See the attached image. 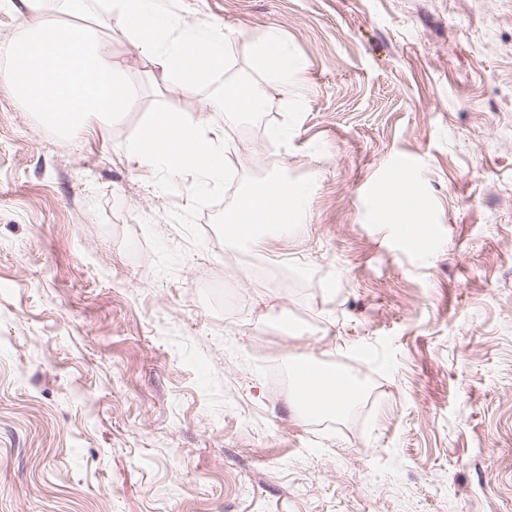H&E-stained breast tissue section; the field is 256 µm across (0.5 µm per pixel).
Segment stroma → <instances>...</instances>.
Here are the masks:
<instances>
[{
    "label": "stroma",
    "mask_w": 512,
    "mask_h": 512,
    "mask_svg": "<svg viewBox=\"0 0 512 512\" xmlns=\"http://www.w3.org/2000/svg\"><path fill=\"white\" fill-rule=\"evenodd\" d=\"M163 4L231 41L198 94L157 92L110 16L141 90L119 123L71 141L0 87V512H512V0ZM243 75L259 122L212 116L234 180L129 157L145 113ZM274 175L311 186L304 231L227 242L237 181ZM292 358L356 406L300 417L264 371ZM241 48L264 67L266 76L272 84L286 89L288 86H295L299 67L297 62L288 56V51L281 41L271 37L259 41L243 39Z\"/></svg>",
    "instance_id": "35a3bbf8"
}]
</instances>
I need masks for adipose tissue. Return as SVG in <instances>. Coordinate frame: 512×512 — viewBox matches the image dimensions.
<instances>
[{
  "label": "adipose tissue",
  "instance_id": "obj_1",
  "mask_svg": "<svg viewBox=\"0 0 512 512\" xmlns=\"http://www.w3.org/2000/svg\"><path fill=\"white\" fill-rule=\"evenodd\" d=\"M23 28L0 54L11 60L0 84L9 87L39 112L42 120L71 139L95 127H106L131 111L139 93L127 79L124 61L112 54V43L97 25L69 23V16L86 13L92 0H56L57 17H48L43 0H22ZM116 17L140 53L166 83L192 96L212 76L223 71L227 40L220 29L187 28L169 13L161 0H108ZM241 48L266 71L272 84L297 82L299 67L284 44L274 38L242 41ZM263 97L239 84L225 83L222 91L195 112L169 107L149 113L139 137L129 146L142 162L173 174L192 173L212 184L224 180V136L211 122L213 111L253 113L263 109ZM303 192L280 176L241 183L235 208L225 224L226 240L260 243L272 224L299 222ZM344 372L334 383L311 389L295 388L290 405L308 414L314 404L344 414L360 397Z\"/></svg>",
  "mask_w": 512,
  "mask_h": 512
}]
</instances>
